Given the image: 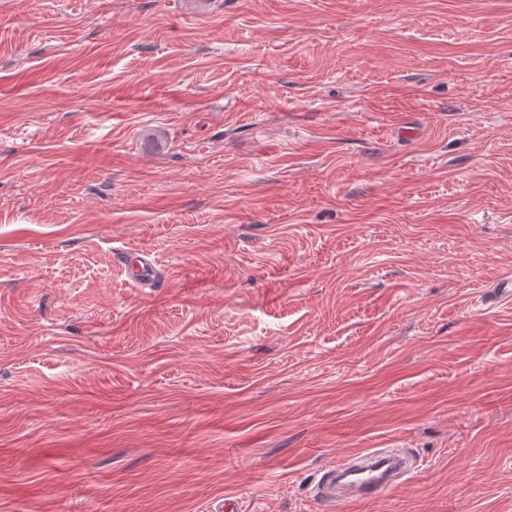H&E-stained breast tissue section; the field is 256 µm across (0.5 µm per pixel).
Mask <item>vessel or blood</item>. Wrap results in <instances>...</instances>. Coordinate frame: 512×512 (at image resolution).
<instances>
[{
  "instance_id": "vessel-or-blood-1",
  "label": "vessel or blood",
  "mask_w": 512,
  "mask_h": 512,
  "mask_svg": "<svg viewBox=\"0 0 512 512\" xmlns=\"http://www.w3.org/2000/svg\"><path fill=\"white\" fill-rule=\"evenodd\" d=\"M112 262L133 282L150 283L155 278V259L134 254L132 249H113ZM408 469L405 456L367 448L325 468L315 487L314 498L325 512H334L336 506L343 503L380 499L398 486Z\"/></svg>"
}]
</instances>
